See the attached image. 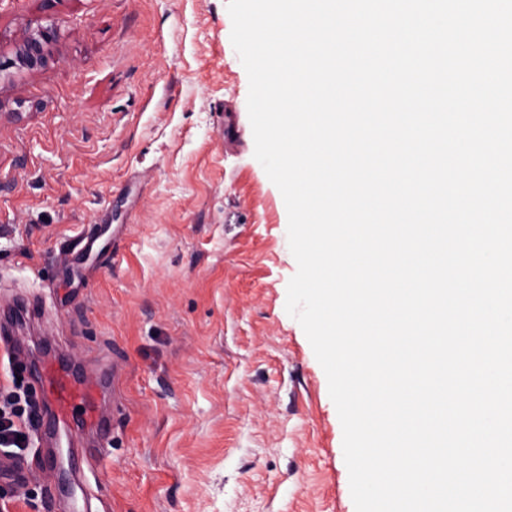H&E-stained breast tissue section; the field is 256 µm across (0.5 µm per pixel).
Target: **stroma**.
<instances>
[{
	"mask_svg": "<svg viewBox=\"0 0 512 512\" xmlns=\"http://www.w3.org/2000/svg\"><path fill=\"white\" fill-rule=\"evenodd\" d=\"M41 26L49 66L0 80V310L41 302L30 358L118 367V406L77 479L41 473L34 423L0 512H61L71 483L88 512H355L227 0H0V54Z\"/></svg>",
	"mask_w": 512,
	"mask_h": 512,
	"instance_id": "stroma-1",
	"label": "stroma"
}]
</instances>
